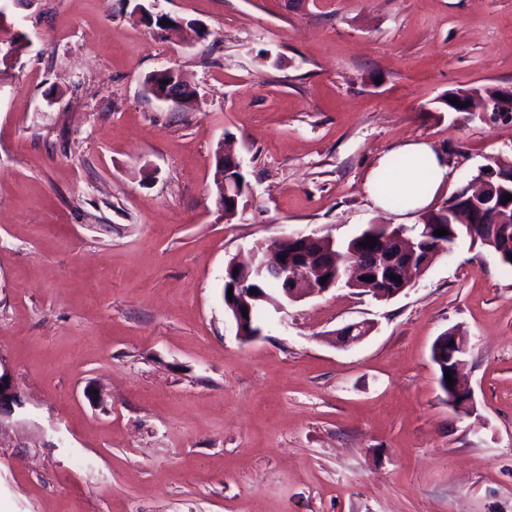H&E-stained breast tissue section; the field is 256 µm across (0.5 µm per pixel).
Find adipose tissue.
I'll return each instance as SVG.
<instances>
[{"label":"adipose tissue","mask_w":512,"mask_h":512,"mask_svg":"<svg viewBox=\"0 0 512 512\" xmlns=\"http://www.w3.org/2000/svg\"><path fill=\"white\" fill-rule=\"evenodd\" d=\"M407 160L401 170L392 173L386 189H379L377 177L380 171L388 170L389 158L378 160L369 173L366 189L378 208L389 206L393 196L403 197L405 212L412 213L431 206L448 182V165L434 147L424 141L408 142L398 149Z\"/></svg>","instance_id":"obj_1"}]
</instances>
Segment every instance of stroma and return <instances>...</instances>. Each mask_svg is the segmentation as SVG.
Listing matches in <instances>:
<instances>
[{
  "label": "stroma",
  "instance_id": "stroma-1",
  "mask_svg": "<svg viewBox=\"0 0 512 512\" xmlns=\"http://www.w3.org/2000/svg\"><path fill=\"white\" fill-rule=\"evenodd\" d=\"M0 0V512H512V268L462 241L390 300L330 290L241 342L224 270L373 206L376 160L425 140L448 189L512 165V122L452 112L512 85V0ZM172 67L195 90L145 89ZM252 192L225 221L216 151ZM372 332L340 345L336 330ZM468 340L473 407L432 346ZM100 392L97 401L86 389ZM192 91L188 88V84L184 77L178 71H175V78L171 85L164 92L153 97L159 102L177 109H186L187 98ZM462 364L456 363L455 367L448 368L451 370V377L453 379V386L449 388V385L446 381L445 394L448 399V404L453 407L459 413H466L472 406V393L471 391L463 386L459 380V370Z\"/></svg>",
  "mask_w": 512,
  "mask_h": 512
}]
</instances>
